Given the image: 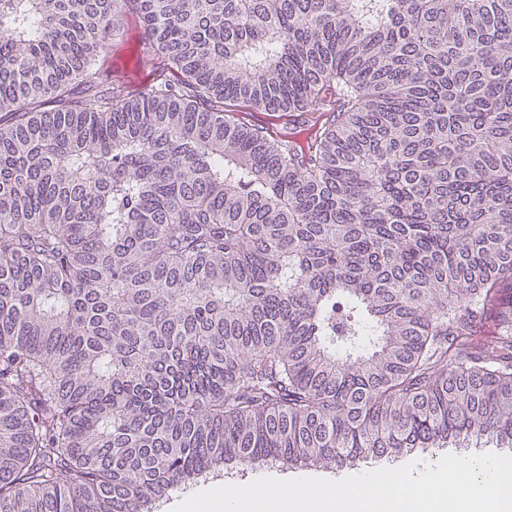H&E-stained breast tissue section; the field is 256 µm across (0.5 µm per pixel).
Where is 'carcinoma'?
Listing matches in <instances>:
<instances>
[{
	"mask_svg": "<svg viewBox=\"0 0 512 512\" xmlns=\"http://www.w3.org/2000/svg\"><path fill=\"white\" fill-rule=\"evenodd\" d=\"M483 442L512 448V0H0V512ZM142 32V24L136 13L129 11L124 18L123 33L117 36L116 40L111 42L118 57L117 64L120 67V73L123 75L125 69L132 72L134 69L133 62H129L132 52L135 48V42Z\"/></svg>",
	"mask_w": 512,
	"mask_h": 512,
	"instance_id": "cac0c4a2",
	"label": "carcinoma"
}]
</instances>
